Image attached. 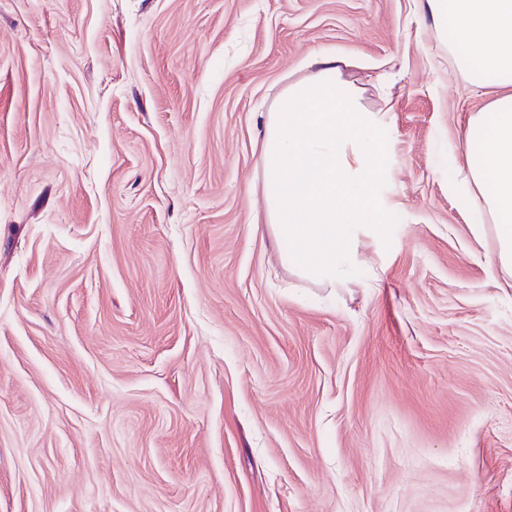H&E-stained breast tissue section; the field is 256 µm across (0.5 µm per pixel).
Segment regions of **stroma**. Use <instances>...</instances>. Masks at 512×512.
Masks as SVG:
<instances>
[{
	"label": "stroma",
	"instance_id": "35a3bbf8",
	"mask_svg": "<svg viewBox=\"0 0 512 512\" xmlns=\"http://www.w3.org/2000/svg\"><path fill=\"white\" fill-rule=\"evenodd\" d=\"M341 56L385 236L297 287L264 115ZM420 0H0V512H512V284Z\"/></svg>",
	"mask_w": 512,
	"mask_h": 512
}]
</instances>
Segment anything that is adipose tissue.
<instances>
[{"label": "adipose tissue", "instance_id": "obj_1", "mask_svg": "<svg viewBox=\"0 0 512 512\" xmlns=\"http://www.w3.org/2000/svg\"><path fill=\"white\" fill-rule=\"evenodd\" d=\"M437 39L471 85L495 91L463 135L465 165L450 182L477 192L496 239L491 274L512 276V0H423ZM342 58L312 56V77L290 85L265 116L262 221L301 281L336 287L377 241L384 127L342 79Z\"/></svg>", "mask_w": 512, "mask_h": 512}]
</instances>
